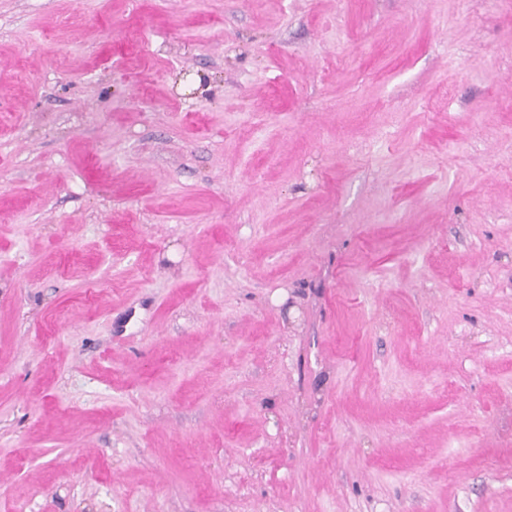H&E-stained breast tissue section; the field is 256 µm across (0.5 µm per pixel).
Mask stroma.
Here are the masks:
<instances>
[{
  "mask_svg": "<svg viewBox=\"0 0 512 512\" xmlns=\"http://www.w3.org/2000/svg\"><path fill=\"white\" fill-rule=\"evenodd\" d=\"M0 512H512V0H0Z\"/></svg>",
  "mask_w": 512,
  "mask_h": 512,
  "instance_id": "stroma-1",
  "label": "stroma"
}]
</instances>
